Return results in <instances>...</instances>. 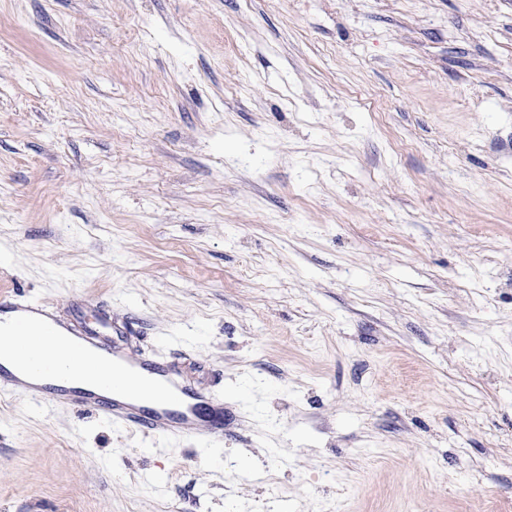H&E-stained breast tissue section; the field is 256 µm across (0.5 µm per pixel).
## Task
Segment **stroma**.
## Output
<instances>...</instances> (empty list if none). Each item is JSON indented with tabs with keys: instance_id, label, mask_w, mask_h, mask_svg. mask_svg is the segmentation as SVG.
<instances>
[{
	"instance_id": "obj_1",
	"label": "stroma",
	"mask_w": 512,
	"mask_h": 512,
	"mask_svg": "<svg viewBox=\"0 0 512 512\" xmlns=\"http://www.w3.org/2000/svg\"><path fill=\"white\" fill-rule=\"evenodd\" d=\"M4 297L226 436L0 397V512H512V0H0Z\"/></svg>"
}]
</instances>
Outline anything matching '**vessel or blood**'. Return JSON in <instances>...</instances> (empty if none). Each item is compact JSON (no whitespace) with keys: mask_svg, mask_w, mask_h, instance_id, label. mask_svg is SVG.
<instances>
[{"mask_svg":"<svg viewBox=\"0 0 512 512\" xmlns=\"http://www.w3.org/2000/svg\"><path fill=\"white\" fill-rule=\"evenodd\" d=\"M17 322L37 336L66 339L71 350L50 360L24 356L14 369L0 361L1 394L28 398L40 410L72 406L166 437L223 443V400L177 379L169 364L122 349L111 321L93 329L58 318L47 303L0 300V336L13 335Z\"/></svg>","mask_w":512,"mask_h":512,"instance_id":"vessel-or-blood-1","label":"vessel or blood"}]
</instances>
